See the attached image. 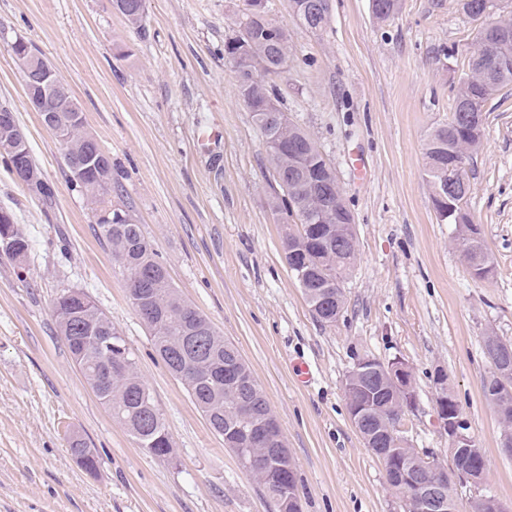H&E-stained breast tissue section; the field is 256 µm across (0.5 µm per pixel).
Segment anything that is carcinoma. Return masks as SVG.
Here are the masks:
<instances>
[{
	"label": "carcinoma",
	"instance_id": "cac0c4a2",
	"mask_svg": "<svg viewBox=\"0 0 512 512\" xmlns=\"http://www.w3.org/2000/svg\"><path fill=\"white\" fill-rule=\"evenodd\" d=\"M120 13L134 28L141 26L143 13L140 0H122ZM314 0H300L302 25L317 32L329 23L331 7L321 11L309 10ZM400 7V0H371L372 14L376 20L386 22L393 18ZM242 25L252 32L246 45L231 38L224 46V53L233 57L241 53L255 70V80L240 84V95L251 101L252 112L263 137L274 174L300 188L289 198H280L276 208L284 214L283 250L293 247L294 253L285 256L290 271L302 289L310 306L319 312H336V305H345L344 283L354 266L358 252L355 226L348 225L340 213L320 208L321 195L331 189L329 182L336 179V168L330 166L316 141L280 112L279 120L271 126L266 123L262 107L278 104L275 86L263 77L283 71L292 53L288 30L270 18L268 12L246 15ZM512 85V71L492 82L475 81L458 84L453 112L448 121L428 134L425 144L426 172L431 185L442 182L448 170L462 159L469 160L482 142L485 112L484 105L502 88ZM479 105V121H458L460 101ZM57 123L66 127L60 138L64 154L84 155L96 149L88 141L83 126L70 123V113H56ZM28 169L35 174V182L24 183L30 192L48 198L52 191L43 178L32 154H27ZM106 181L99 180L97 170L86 172L84 179L75 183L86 196L94 211L111 207L108 196L112 194V160L105 162ZM468 194L449 197V215L446 223L458 224L456 244L473 278L484 280L494 270V260L484 242L474 245L467 237L471 224L465 205ZM124 224H112L109 229L98 225L101 238L112 252V259L124 276L129 301L133 308L148 315L143 324L151 337L154 350L168 371L185 387L190 398L207 420L211 430L225 437L239 424V414L234 401L231 363H238L237 372L251 381L250 394L254 403L252 419L261 421L269 413V402L256 381L249 365L238 348L215 330L211 322L187 303L173 285L168 271L159 256L146 240L141 226L134 222L129 211ZM10 232V243L0 239V249L11 258L27 255L30 241L18 224H1ZM52 314L63 337L71 359L78 367L93 392L136 440L147 455L166 459L171 457L173 443L166 429L163 414L154 397L139 376L134 354L124 336L112 326V321L91 300H80L72 290H63L54 300ZM203 340V355L183 351L180 343L186 338ZM494 346L504 360L512 366V342L489 334L483 347ZM375 401L380 411L370 422L359 428L364 444L372 436L387 429L394 400L390 391H381V380L374 381ZM485 400L495 409L504 434L512 436V372H488L482 378ZM345 393L348 406L366 401L367 394L357 388V382L347 376ZM71 456L85 461V467L94 473L99 467V456L94 448L75 432L67 436ZM266 496L274 498L273 491L290 487L298 491L296 467L285 459H278L257 480Z\"/></svg>",
	"mask_w": 512,
	"mask_h": 512
}]
</instances>
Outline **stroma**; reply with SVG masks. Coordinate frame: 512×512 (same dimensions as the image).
I'll return each mask as SVG.
<instances>
[{"instance_id":"1","label":"stroma","mask_w":512,"mask_h":512,"mask_svg":"<svg viewBox=\"0 0 512 512\" xmlns=\"http://www.w3.org/2000/svg\"><path fill=\"white\" fill-rule=\"evenodd\" d=\"M269 6L293 53L268 81L335 165L355 217L357 260L333 324L313 316L284 260L272 166L224 55L246 0H144L137 29L112 0H0V104L16 112L53 191L43 201L0 165V208L30 239L26 281L0 252V512H275L155 353L60 143L27 104L10 51L19 37L69 86L111 157L113 205L131 211L174 286L249 363L294 460L302 512H399L348 413L345 381L364 355L410 366L407 436L446 467L435 374L447 375L485 451L481 490L512 512V455L481 389L484 336L512 341V86L486 103L468 166L467 211L495 262L478 281L454 225L434 210L425 157L428 132L453 110L478 23L460 0H401L385 23L370 0H331L327 27L314 33L289 0ZM67 288L87 293L126 337L171 460L142 452L73 365L52 316ZM301 362L310 383L297 376ZM68 428L97 450V473L70 455Z\"/></svg>"}]
</instances>
